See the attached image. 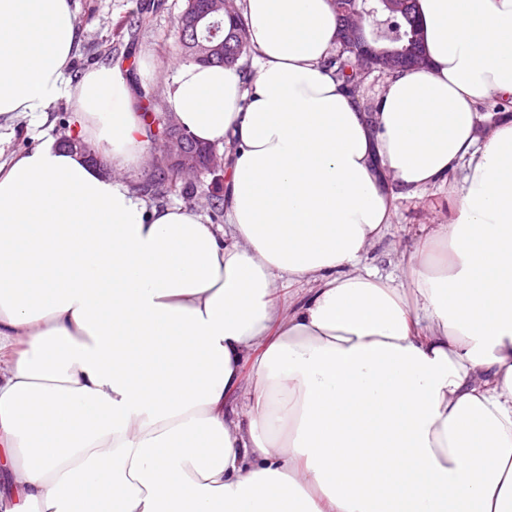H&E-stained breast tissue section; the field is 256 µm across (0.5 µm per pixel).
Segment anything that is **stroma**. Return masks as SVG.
Instances as JSON below:
<instances>
[{"label": "stroma", "instance_id": "obj_1", "mask_svg": "<svg viewBox=\"0 0 512 512\" xmlns=\"http://www.w3.org/2000/svg\"><path fill=\"white\" fill-rule=\"evenodd\" d=\"M141 0H70L78 33V48L68 77L82 74L103 64L120 63L126 79L137 91L165 85L181 61L176 19L186 0H165V7L152 17L149 32L137 36L133 24ZM150 59L149 74L139 72L142 59ZM72 102L61 94L41 112L11 113L0 116V161L33 149L46 141L66 139ZM452 214L447 190L432 189L415 199L397 202V213L388 233L367 255L366 264L381 274L402 277V256L411 254L433 224Z\"/></svg>", "mask_w": 512, "mask_h": 512}]
</instances>
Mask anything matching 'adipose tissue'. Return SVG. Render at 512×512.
I'll list each match as a JSON object with an SVG mask.
<instances>
[{"instance_id":"ef3b65f1","label":"adipose tissue","mask_w":512,"mask_h":512,"mask_svg":"<svg viewBox=\"0 0 512 512\" xmlns=\"http://www.w3.org/2000/svg\"><path fill=\"white\" fill-rule=\"evenodd\" d=\"M417 10L429 61L374 112L321 67L331 0H243L252 86L177 66L223 223L117 180L149 132L116 65L71 93L107 170L0 162V512H512V119L480 112L512 103V0ZM76 36L69 0H0V114L63 92ZM452 171L405 281L363 268Z\"/></svg>"}]
</instances>
